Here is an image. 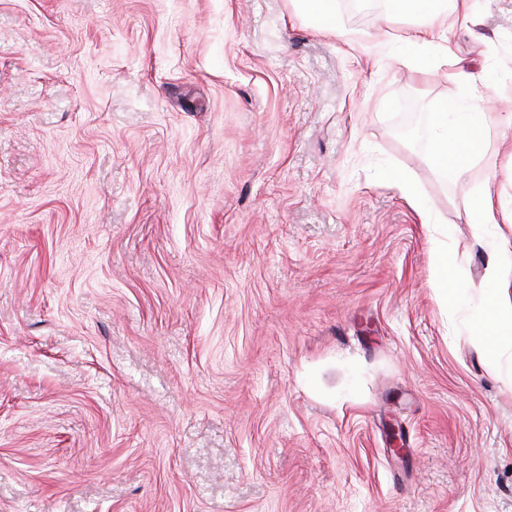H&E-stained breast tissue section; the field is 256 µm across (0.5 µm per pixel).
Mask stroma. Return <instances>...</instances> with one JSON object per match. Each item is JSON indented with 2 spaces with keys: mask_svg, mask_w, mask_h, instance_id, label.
I'll return each mask as SVG.
<instances>
[{
  "mask_svg": "<svg viewBox=\"0 0 512 512\" xmlns=\"http://www.w3.org/2000/svg\"><path fill=\"white\" fill-rule=\"evenodd\" d=\"M336 17L0 0V512H512V375L474 335L512 266V0L422 65L388 0ZM461 67L496 122L451 181ZM474 213L473 224L479 228L483 224H495L497 221V202L493 196L491 186L488 182H483L474 189ZM431 264L433 268L431 288L434 289L436 295L445 300H448L449 296L458 298L464 288L458 279H449L448 245L442 240H435L432 244Z\"/></svg>",
  "mask_w": 512,
  "mask_h": 512,
  "instance_id": "obj_1",
  "label": "stroma"
}]
</instances>
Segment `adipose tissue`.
<instances>
[{
	"instance_id": "adipose-tissue-1",
	"label": "adipose tissue",
	"mask_w": 512,
	"mask_h": 512,
	"mask_svg": "<svg viewBox=\"0 0 512 512\" xmlns=\"http://www.w3.org/2000/svg\"><path fill=\"white\" fill-rule=\"evenodd\" d=\"M393 12L410 14L418 24L407 35L409 45L426 47L440 40L441 33L434 21L448 11L456 10L457 0H390ZM491 118L477 96L467 98L465 106L434 113L432 159L442 173L459 175L482 146L481 136ZM479 334L491 365L512 357V299L497 294L484 301L478 316Z\"/></svg>"
}]
</instances>
